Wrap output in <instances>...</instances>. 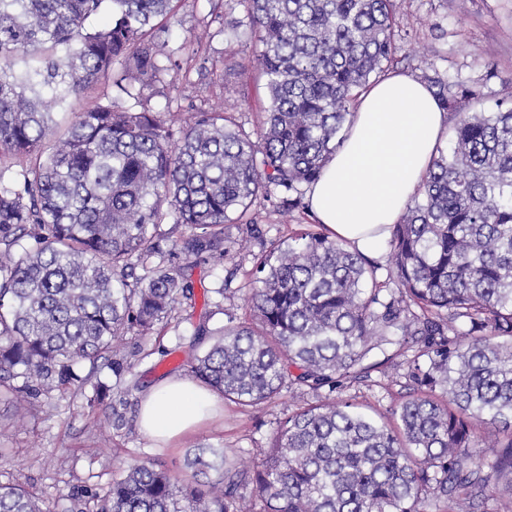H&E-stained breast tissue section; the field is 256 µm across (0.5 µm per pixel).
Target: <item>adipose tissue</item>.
<instances>
[{
  "mask_svg": "<svg viewBox=\"0 0 512 512\" xmlns=\"http://www.w3.org/2000/svg\"><path fill=\"white\" fill-rule=\"evenodd\" d=\"M447 130L448 114L426 83L406 75L381 80L362 96L341 149L311 185V213L332 237L360 253L380 255ZM220 406L210 388L172 376L141 394L139 428L149 441L166 445L205 423Z\"/></svg>",
  "mask_w": 512,
  "mask_h": 512,
  "instance_id": "adipose-tissue-1",
  "label": "adipose tissue"
}]
</instances>
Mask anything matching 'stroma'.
Masks as SVG:
<instances>
[{"label":"stroma","mask_w":512,"mask_h":512,"mask_svg":"<svg viewBox=\"0 0 512 512\" xmlns=\"http://www.w3.org/2000/svg\"><path fill=\"white\" fill-rule=\"evenodd\" d=\"M396 21L404 53L397 72L419 78L430 62L480 89V100L464 103L467 112H491L496 102L512 103V0H399ZM155 40L179 66L151 88V110L169 108L188 118L203 106L230 113L246 130L257 129L267 98L262 79L247 67L259 45L246 25L244 0H176L172 19ZM249 216L261 238L241 225H226L224 263L201 261L185 268L193 295L180 315L150 336H126L122 375L108 369L93 374V381L110 388L104 404L90 408L82 397L68 402L42 396L24 412L8 387L0 386V454L6 457L1 483L21 480L39 497L44 512H68L77 491H103L135 462L154 463L179 485L192 479L207 482L217 473L199 470L195 458L210 459L213 449L225 447L232 462L248 463L253 449L272 446L277 421L301 407L302 397L285 392L254 407L222 401V414L172 448L152 446L137 424L145 388L167 376L191 375L199 322L220 329L229 319L248 317L247 274L263 242L288 238L314 222L305 207L289 210L275 199L256 201ZM232 267L237 275L231 289L218 299L215 290ZM385 357L374 351L368 380L346 379L338 390L375 418L407 396L403 384L392 382L394 369Z\"/></svg>","instance_id":"stroma-1"}]
</instances>
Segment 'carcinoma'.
I'll list each match as a JSON object with an SVG mask.
<instances>
[{
	"label": "carcinoma",
	"mask_w": 512,
	"mask_h": 512,
	"mask_svg": "<svg viewBox=\"0 0 512 512\" xmlns=\"http://www.w3.org/2000/svg\"><path fill=\"white\" fill-rule=\"evenodd\" d=\"M172 0H0V381L15 397L85 390L79 369L119 375L118 343L180 312L192 286L166 258L164 224L186 262L224 260V225H250L257 199L301 204L342 142L370 78L403 46L395 0H246L260 45L252 66L268 105L251 134L200 109L184 125L144 106L167 70L147 38ZM112 21L88 32L105 6ZM106 79L119 97L73 114L62 137L42 110ZM454 112L453 147L433 160L423 198L393 225L385 279L343 240L309 228L275 241L249 279L252 322L197 326L193 371L244 406L284 391L311 403L279 423L259 465L222 449L201 465L212 483L176 487L147 462L77 512H477L476 489L512 476V104L459 112L480 93L424 75ZM141 109H136V106ZM396 345L410 390L375 419L330 394L369 377L373 350ZM497 435L493 459L462 453L473 424ZM0 512H42L20 482L0 484Z\"/></svg>",
	"instance_id": "1"
}]
</instances>
